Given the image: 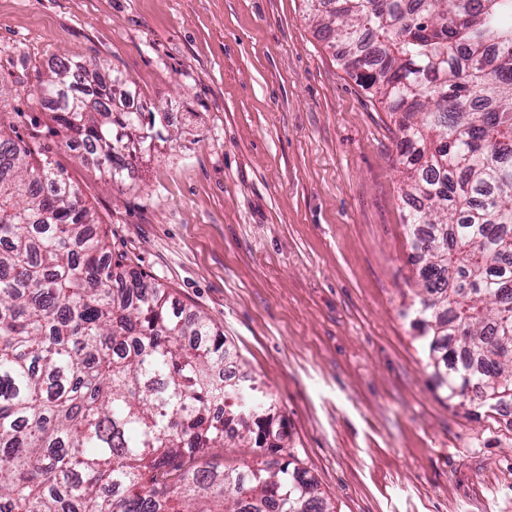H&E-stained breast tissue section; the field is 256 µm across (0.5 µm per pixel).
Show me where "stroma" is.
<instances>
[{"label": "stroma", "instance_id": "35a3bbf8", "mask_svg": "<svg viewBox=\"0 0 512 512\" xmlns=\"http://www.w3.org/2000/svg\"><path fill=\"white\" fill-rule=\"evenodd\" d=\"M303 0H0V124L128 272L206 313L336 512H512V405L448 401L414 323L398 118ZM97 59L169 138L112 183L30 91Z\"/></svg>", "mask_w": 512, "mask_h": 512}]
</instances>
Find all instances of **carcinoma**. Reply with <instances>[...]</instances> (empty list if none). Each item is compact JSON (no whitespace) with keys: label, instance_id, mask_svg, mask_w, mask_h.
Here are the masks:
<instances>
[{"label":"carcinoma","instance_id":"cac0c4a2","mask_svg":"<svg viewBox=\"0 0 512 512\" xmlns=\"http://www.w3.org/2000/svg\"><path fill=\"white\" fill-rule=\"evenodd\" d=\"M356 82L399 116L423 348L447 399L512 404V0H306ZM62 62L61 144L121 181L167 112H115L100 68ZM38 140L0 126V512H334L292 460L226 469L236 438L283 450L272 396L215 387L224 336L112 260ZM195 337L185 343V336Z\"/></svg>","mask_w":512,"mask_h":512}]
</instances>
